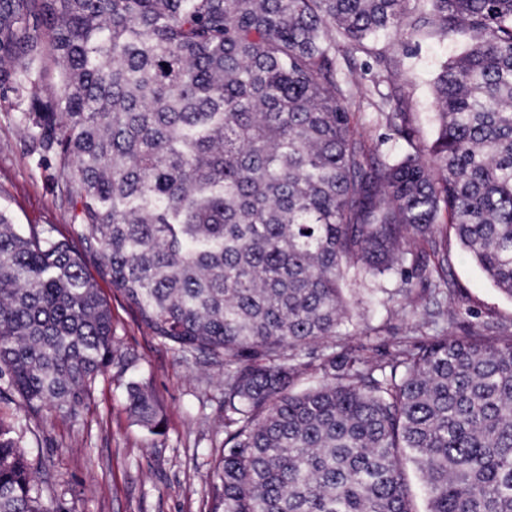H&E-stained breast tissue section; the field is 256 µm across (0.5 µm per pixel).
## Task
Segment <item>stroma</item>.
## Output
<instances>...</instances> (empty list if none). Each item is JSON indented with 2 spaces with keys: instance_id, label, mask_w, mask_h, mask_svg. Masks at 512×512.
Segmentation results:
<instances>
[{
  "instance_id": "stroma-1",
  "label": "stroma",
  "mask_w": 512,
  "mask_h": 512,
  "mask_svg": "<svg viewBox=\"0 0 512 512\" xmlns=\"http://www.w3.org/2000/svg\"><path fill=\"white\" fill-rule=\"evenodd\" d=\"M457 39L410 42L394 76L405 111L421 141L434 137L431 81L458 55ZM0 210L14 224H36L59 239L75 241L73 209L63 179L41 164L30 131L12 96L0 97ZM448 304L460 320L512 331V300L502 296L464 257L456 237L447 240ZM112 310V324L126 367L99 375L80 420L44 410L25 413L7 378L0 377V416L19 421L28 456L39 463L46 502L55 512H206L207 476L224 446L222 367L184 359L155 339L138 321L93 258L85 260ZM354 318L374 327L371 335L345 337L347 347L378 359L393 337L413 334L426 319L423 308L381 306L359 293ZM147 383L163 410V431L153 435L135 424L127 409L129 381Z\"/></svg>"
}]
</instances>
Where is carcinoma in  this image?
Segmentation results:
<instances>
[{"label":"carcinoma","mask_w":512,"mask_h":512,"mask_svg":"<svg viewBox=\"0 0 512 512\" xmlns=\"http://www.w3.org/2000/svg\"><path fill=\"white\" fill-rule=\"evenodd\" d=\"M434 37L468 44L433 79L422 142L380 85L398 47ZM0 90L139 322L224 367L210 512H419L405 460L425 512H512V333L336 353L348 293L411 307L448 288L450 227L512 299V0H0ZM366 106L407 149L353 127ZM427 316L458 321L439 302ZM115 353L74 247L0 212V376L22 407L79 420ZM312 366L321 381L296 389ZM127 404L163 426L146 384ZM0 512H49L2 417Z\"/></svg>","instance_id":"obj_1"}]
</instances>
